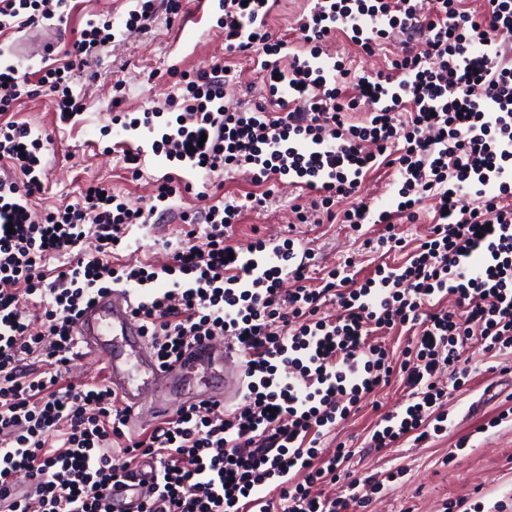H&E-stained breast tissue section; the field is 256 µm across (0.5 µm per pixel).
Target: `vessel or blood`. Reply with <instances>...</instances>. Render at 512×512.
<instances>
[{
    "label": "vessel or blood",
    "instance_id": "1",
    "mask_svg": "<svg viewBox=\"0 0 512 512\" xmlns=\"http://www.w3.org/2000/svg\"><path fill=\"white\" fill-rule=\"evenodd\" d=\"M82 348L105 355L108 384L123 400L130 421H138L143 391L154 381L166 380L185 400H224L237 394L241 380L231 366L235 352L228 346L204 340L194 344L170 364H161L147 350L141 323L132 314V301L123 291L95 296L84 304L74 324ZM140 496L127 484L113 485L106 497L107 512H137Z\"/></svg>",
    "mask_w": 512,
    "mask_h": 512
}]
</instances>
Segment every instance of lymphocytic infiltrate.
Listing matches in <instances>:
<instances>
[{"label":"lymphocytic infiltrate","instance_id":"lymphocytic-infiltrate-1","mask_svg":"<svg viewBox=\"0 0 512 512\" xmlns=\"http://www.w3.org/2000/svg\"><path fill=\"white\" fill-rule=\"evenodd\" d=\"M68 0H0V36L63 23ZM268 0H218L227 53L254 57L267 100L230 105L231 68L171 70L165 107L123 121L152 154L182 168L249 172L243 200L218 198L203 219L183 215L170 262L113 263L130 226L172 209L192 184L166 174L146 206L130 208L106 185L80 202L32 211L43 190L48 134L14 120L23 96H49L61 123L84 111L76 70L116 40L111 22H86L55 62L20 70L0 45V485L25 482L9 512H102L116 479L158 471L140 512H367L383 485L342 468L352 455L320 444L362 400L401 378L408 399L381 415L368 445L420 444L447 430L446 404L471 374L478 344L512 354V0H307L301 53L267 24ZM399 34L388 72L356 73L327 50L344 36L367 54ZM373 106L364 122L352 116ZM393 169L395 210L338 197ZM289 180L315 192L293 204L298 223L381 224L378 246H401L399 219L433 200L430 230L405 262L357 282L354 259L309 281L312 252L295 239L229 237L244 211L265 206ZM293 288L283 289L284 280ZM139 291L133 313L162 363L193 343L226 339L242 359L234 408L200 401L127 437V412L105 380L69 381L80 307L112 286ZM336 303V320L321 317ZM407 327L400 355L370 343ZM124 460L112 461L113 448ZM345 482L346 493L322 494Z\"/></svg>","mask_w":512,"mask_h":512}]
</instances>
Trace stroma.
<instances>
[{
    "label": "stroma",
    "mask_w": 512,
    "mask_h": 512,
    "mask_svg": "<svg viewBox=\"0 0 512 512\" xmlns=\"http://www.w3.org/2000/svg\"><path fill=\"white\" fill-rule=\"evenodd\" d=\"M76 7L67 25L32 28L13 37L12 60L20 67L38 65L41 49L52 43L62 52L76 30L86 20L110 18L122 27L130 8L128 0H74ZM216 0H185V9L176 20L158 11L147 33L135 32L109 46L77 75L74 89L84 99L85 110L76 122L60 123L50 98L22 99L21 120L50 133L55 151L47 171L43 193L35 195V208L62 206L76 202L89 183L104 181L123 195L131 206H141L152 192L155 180L169 171L160 160L147 159L138 180H131L120 154L112 145L119 131L113 125L115 111L141 112L163 105L173 90L170 69L207 70L224 60V34L216 25ZM158 78H150V71ZM232 82L227 90L230 102L261 101L265 94L262 76L248 58L235 59ZM123 82L120 108H113V86ZM295 193L289 185L280 186L275 199L262 211L245 212L234 229L238 245L250 243L255 234L272 238L293 231L316 257L338 264L356 255L359 244L354 232L344 224H299L291 210ZM182 223L168 217L157 224L132 227L121 256L128 262L148 258L166 262L170 245L181 239ZM474 372L470 382L454 393L447 404L448 430L415 448L404 444L383 452L366 451L364 443L380 411L397 408L405 398L400 382L380 391L376 400H364L358 414L336 428L338 438L352 448L349 468L359 476L383 480L371 512H443L444 502H452L453 512H512V420L478 432L487 416L511 409L506 401L512 392V374L490 372L491 364L480 346L468 349ZM468 438L467 448L457 449L460 438ZM395 480H386L389 472Z\"/></svg>",
    "instance_id": "1"
}]
</instances>
